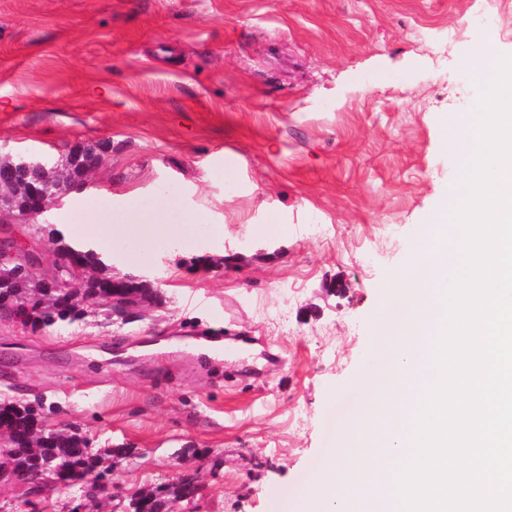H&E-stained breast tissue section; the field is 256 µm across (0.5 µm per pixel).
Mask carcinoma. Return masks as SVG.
Returning <instances> with one entry per match:
<instances>
[{"mask_svg":"<svg viewBox=\"0 0 512 512\" xmlns=\"http://www.w3.org/2000/svg\"><path fill=\"white\" fill-rule=\"evenodd\" d=\"M87 151L101 154L104 146L88 145L77 149V156L66 167L68 178H56L55 193L61 195L65 184L74 183L84 176L81 160ZM59 263L55 264L54 277L69 285L67 291L57 295L45 289L33 308L31 325L43 330H52L64 323L72 324L82 319L89 310L110 305L112 298V276L99 277L86 275L87 269L102 264L100 257L92 250L75 248L68 244L58 247ZM34 291L33 282L17 279L12 283L0 285V304L22 307L29 302ZM42 403L18 405L0 403V429L7 436V447L0 455L7 465L23 472H43L53 476L55 483L63 487L80 484L86 474L95 471L96 460L91 454L85 439L76 433L59 434L56 446L42 448L36 436L32 434L34 423L44 422ZM198 491L195 477L182 479L172 493L180 498H191ZM167 500L157 491L146 496L131 497L127 508L130 512H161Z\"/></svg>","mask_w":512,"mask_h":512,"instance_id":"carcinoma-1","label":"carcinoma"}]
</instances>
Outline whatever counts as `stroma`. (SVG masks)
<instances>
[{
	"mask_svg": "<svg viewBox=\"0 0 512 512\" xmlns=\"http://www.w3.org/2000/svg\"><path fill=\"white\" fill-rule=\"evenodd\" d=\"M471 0H0V156L65 162L108 149L44 224L0 218L53 252L92 238L116 277L160 294L122 320L97 309L43 331L0 315V402H42L45 425L93 452L120 512L194 475L170 512H306L342 448L345 394L382 329L463 160L447 119L473 120ZM196 213L149 245L113 233L128 196ZM85 212L86 222L73 217ZM224 227L214 237L213 225ZM210 337L248 339L229 355ZM80 489L0 487V512H68Z\"/></svg>",
	"mask_w": 512,
	"mask_h": 512,
	"instance_id": "stroma-1",
	"label": "stroma"
}]
</instances>
